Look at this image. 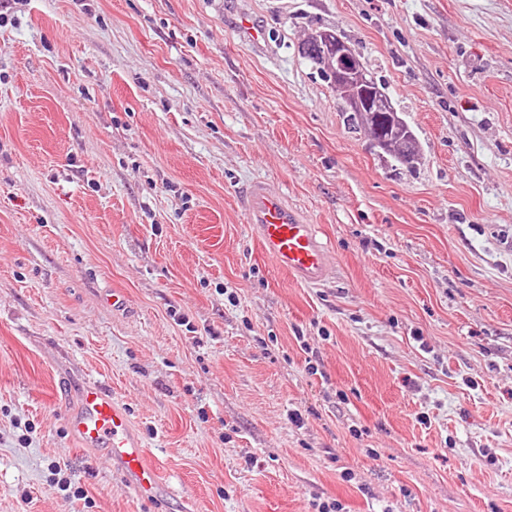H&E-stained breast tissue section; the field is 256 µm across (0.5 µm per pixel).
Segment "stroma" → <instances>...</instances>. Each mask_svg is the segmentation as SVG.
<instances>
[{"label":"stroma","instance_id":"obj_1","mask_svg":"<svg viewBox=\"0 0 512 512\" xmlns=\"http://www.w3.org/2000/svg\"><path fill=\"white\" fill-rule=\"evenodd\" d=\"M224 2L0 0V512H512V0H239L262 48ZM324 29L414 167L301 58ZM258 178L323 285L263 256ZM89 380L187 500L69 439ZM238 205L263 252L300 283L320 286L331 276L332 254L317 224L288 204L276 183L257 179L238 196Z\"/></svg>","mask_w":512,"mask_h":512}]
</instances>
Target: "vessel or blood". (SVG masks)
<instances>
[{
	"instance_id": "b4317fda",
	"label": "vessel or blood",
	"mask_w": 512,
	"mask_h": 512,
	"mask_svg": "<svg viewBox=\"0 0 512 512\" xmlns=\"http://www.w3.org/2000/svg\"><path fill=\"white\" fill-rule=\"evenodd\" d=\"M238 205L263 252L300 283L319 286L331 276L332 254L319 228L301 210L289 205L276 183L258 179L238 196ZM67 430L81 447L91 448L112 465L136 495L151 503L175 498L125 407L110 387L96 382L79 393L67 418Z\"/></svg>"
}]
</instances>
